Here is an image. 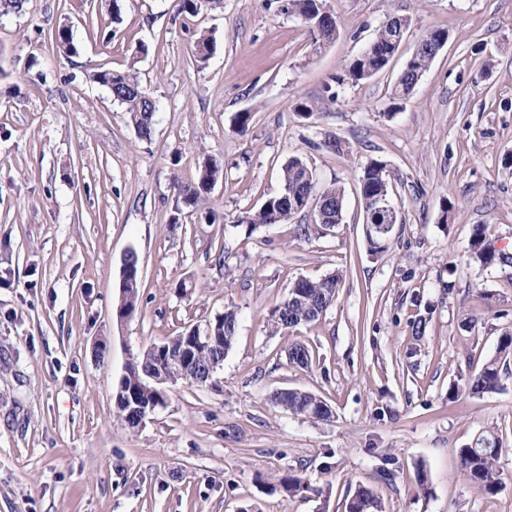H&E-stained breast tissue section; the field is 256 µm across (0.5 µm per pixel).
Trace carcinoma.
I'll use <instances>...</instances> for the list:
<instances>
[{
  "label": "carcinoma",
  "instance_id": "1",
  "mask_svg": "<svg viewBox=\"0 0 512 512\" xmlns=\"http://www.w3.org/2000/svg\"><path fill=\"white\" fill-rule=\"evenodd\" d=\"M288 14L295 15L305 25L312 36V43L317 45L332 40L336 34V19L329 11L326 0H288ZM409 18L393 16L386 19L378 29L376 37L367 48L348 65V79L358 82L368 79L384 70L397 50L407 30ZM448 40V31L431 29L426 31L419 41L423 51H416L407 60L394 88L398 99L408 97L419 78L429 68L435 58L434 50L440 42ZM215 40L210 35L202 34L195 42V54L204 62L214 49ZM92 80L106 88L114 101L124 107L130 122L142 138L151 136L154 117L157 111L156 101L141 87L135 72L102 70L92 75ZM312 169L298 157H292L282 169L283 190L267 198L259 209L248 210L235 217V223L248 224L252 227L266 224H285L290 222L302 204V197L308 191L314 193L323 202V209L330 212L332 224H339L343 219L344 190L336 184L322 189L308 180ZM224 175L222 163L214 158L205 159L198 170L195 180L176 182L177 210L196 212L208 203V194L214 183ZM360 197L364 216L368 217L376 207L377 198L389 194L390 185L386 164L381 160H371L358 176ZM471 259L482 265H512V255L496 251L486 241L485 228L476 227L470 243ZM131 277L134 283L121 292L116 309L134 316L140 310L141 276L138 255L132 256L130 262ZM340 277L336 274L318 280L298 279L288 291V295L275 309V322L283 330L300 325L312 324L320 319L324 312L336 301ZM211 339L198 341L189 332H183L168 341L155 344L134 359V366L128 371L120 391L115 419L130 430L136 429L137 416L148 411L149 406L157 403L150 391L152 387L149 376L158 372L161 351L172 346H188L190 356L189 369L201 377L220 366L231 350L237 331L238 320L235 311L227 310L209 322ZM288 361L300 368H306L311 362L308 346L293 341L286 350ZM500 386V369L497 360L492 359L476 375L467 377L460 387L452 388L454 394L465 392L480 394L490 392ZM276 403L287 406V412L307 418H328V411L322 410L326 403L312 392L302 389L280 391L274 395ZM501 452L497 437L489 434L478 437L471 447L460 449L461 467L468 481L477 489L493 493L501 483V471L497 462ZM308 487L307 478L285 472L275 478L272 490H281L295 495ZM377 500L373 491L358 485L353 494L347 498L345 512H370L368 506Z\"/></svg>",
  "mask_w": 512,
  "mask_h": 512
}]
</instances>
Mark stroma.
I'll list each match as a JSON object with an SVG mask.
<instances>
[{"mask_svg": "<svg viewBox=\"0 0 512 512\" xmlns=\"http://www.w3.org/2000/svg\"><path fill=\"white\" fill-rule=\"evenodd\" d=\"M327 2L336 36L318 48L277 0L193 15L178 0H26L0 13V512H344L359 484L383 512H512V349H500L512 267L470 257L479 225L512 254V0ZM394 15L411 24L390 65L346 81ZM64 26L77 47L68 57L55 41ZM430 29L447 30L446 44L409 99L393 100ZM203 31L216 46L202 66ZM131 66L157 102L147 138L90 79ZM207 156L224 166L209 213L176 212L175 181L194 180ZM292 157L317 187H343L342 223L305 239L294 226L310 223L306 213L236 223L281 191ZM373 159L398 214L379 254L358 183ZM130 250L142 300L121 323ZM334 273L336 302L317 322L276 329L294 280ZM228 309L238 328L217 388L171 387L133 432L113 420L138 354ZM292 339L309 347L308 368L289 363ZM493 359L497 390L451 397ZM284 388L314 392L331 418L289 415L271 400ZM488 433L503 448L490 494L459 459ZM288 470L311 490H271Z\"/></svg>", "mask_w": 512, "mask_h": 512, "instance_id": "obj_1", "label": "stroma"}]
</instances>
